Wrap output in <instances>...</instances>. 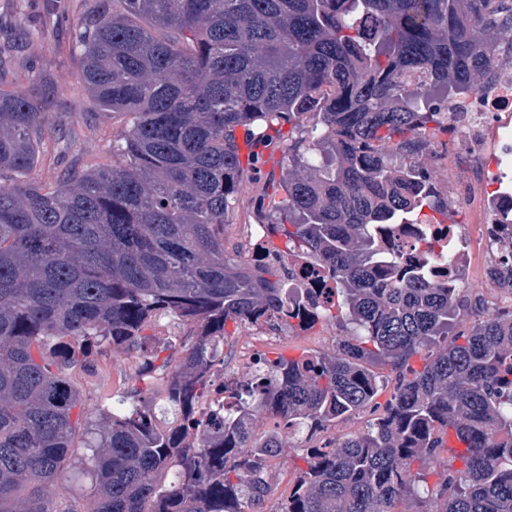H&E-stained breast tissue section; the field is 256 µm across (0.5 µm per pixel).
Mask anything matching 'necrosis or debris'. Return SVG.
Segmentation results:
<instances>
[{
	"mask_svg": "<svg viewBox=\"0 0 512 512\" xmlns=\"http://www.w3.org/2000/svg\"><path fill=\"white\" fill-rule=\"evenodd\" d=\"M489 56L492 88L461 99L459 109L450 114L454 136L422 137L425 168L441 173L452 167L461 173L451 191L456 221L403 226L390 237L404 258L412 259L417 235H427L438 246L431 271L454 287L470 272L479 254L484 255L489 270L499 271L503 286L512 285V266L501 263L512 253V180L505 177L506 171H512V40L495 41ZM470 220L482 226L478 253L462 231ZM288 266L292 308L306 306L313 297L325 303L334 299L332 283L321 266L294 258Z\"/></svg>",
	"mask_w": 512,
	"mask_h": 512,
	"instance_id": "obj_1",
	"label": "necrosis or debris"
}]
</instances>
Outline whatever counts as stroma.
Wrapping results in <instances>:
<instances>
[{
  "label": "stroma",
  "mask_w": 512,
  "mask_h": 512,
  "mask_svg": "<svg viewBox=\"0 0 512 512\" xmlns=\"http://www.w3.org/2000/svg\"><path fill=\"white\" fill-rule=\"evenodd\" d=\"M96 0H0V20L30 31L22 45L8 46L0 34V89L28 90L38 77L54 86L56 98L51 107L50 125L42 141L40 161L33 173L43 186H55L65 174L104 166L112 162V146L123 136L127 116L100 110L86 92L81 80L78 52L72 31L80 19L91 12ZM300 133L290 134L288 142L264 149L261 179L247 182L242 200L236 204V223L260 224L271 217V206L280 201L275 188L288 152L303 153ZM343 330L327 322L308 331L290 332L286 340L269 336L266 328H253L251 336L236 333L224 347V364L215 367L216 376L226 379L238 375L239 352L247 343L265 353L268 360L294 358L310 352L334 355ZM90 371H76L75 378L84 396L79 411L81 420L94 421L102 406L113 398L128 395L141 360L136 353H113L108 347L92 351ZM306 436H283L279 455L267 467L269 493L261 512H280L301 470L305 469ZM87 449H74L69 464L59 476V490L73 492L79 512H87L90 480L85 473Z\"/></svg>",
  "instance_id": "obj_1"
}]
</instances>
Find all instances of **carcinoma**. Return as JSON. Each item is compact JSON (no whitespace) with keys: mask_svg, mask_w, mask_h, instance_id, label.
<instances>
[{"mask_svg":"<svg viewBox=\"0 0 512 512\" xmlns=\"http://www.w3.org/2000/svg\"><path fill=\"white\" fill-rule=\"evenodd\" d=\"M511 1L98 0L73 31L82 79L130 120L112 164L51 188L31 177L49 85L0 91V512H62L53 485L81 435L87 512H259L281 436L254 443L257 413L320 433L372 407L369 360L400 369L390 401L363 431L306 449L281 512H512V306L472 310L417 370L411 357L448 338L459 289L378 244L425 209L448 218L421 136L452 133L440 108L486 88ZM415 71L420 94L403 80ZM307 119L315 136L282 172L254 265L226 248L246 177L236 132L266 148ZM287 255L321 265L336 304L290 312ZM162 315L186 327L175 365L147 333ZM330 321L346 327L336 355L265 361L224 383L216 431L197 417L227 326ZM104 343L140 353L137 404L121 396L83 424L71 371ZM159 383L170 427L151 409Z\"/></svg>","mask_w":512,"mask_h":512,"instance_id":"1","label":"carcinoma"}]
</instances>
